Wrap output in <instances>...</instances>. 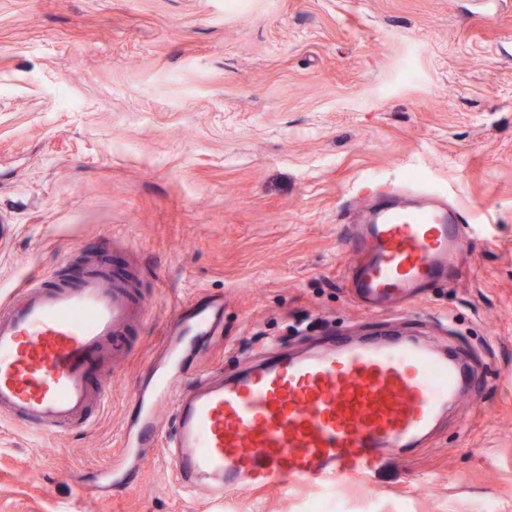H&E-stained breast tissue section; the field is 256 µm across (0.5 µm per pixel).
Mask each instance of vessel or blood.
Here are the masks:
<instances>
[{"label":"vessel or blood","mask_w":512,"mask_h":512,"mask_svg":"<svg viewBox=\"0 0 512 512\" xmlns=\"http://www.w3.org/2000/svg\"><path fill=\"white\" fill-rule=\"evenodd\" d=\"M356 199L370 208L349 243L366 255L348 278L371 309L412 301L444 277L473 232L430 184L384 183ZM133 288L131 276L95 258L74 283L22 276L14 299L0 304V418L52 436L88 427L89 408L106 398L92 389L90 372L119 358L114 340L147 313ZM220 326L205 308L170 324L169 369L134 389L122 439L124 458L137 461L145 446H160L180 488L199 501L371 476L393 449L419 447L472 381L458 357L417 337L341 340L300 354L274 346L231 377L211 368L185 375L187 340L215 336Z\"/></svg>","instance_id":"b4317fda"}]
</instances>
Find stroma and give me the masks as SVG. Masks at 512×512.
<instances>
[{"label":"stroma","mask_w":512,"mask_h":512,"mask_svg":"<svg viewBox=\"0 0 512 512\" xmlns=\"http://www.w3.org/2000/svg\"><path fill=\"white\" fill-rule=\"evenodd\" d=\"M444 190L477 229L455 280L369 311L358 188ZM150 303L91 424L0 422V512H512V0H0V301L83 253ZM224 300L195 365L312 336H417L477 378L367 480L191 501L162 454L95 489L178 310Z\"/></svg>","instance_id":"1"}]
</instances>
